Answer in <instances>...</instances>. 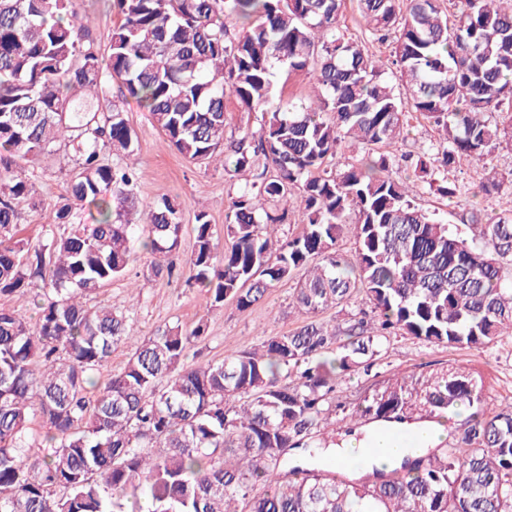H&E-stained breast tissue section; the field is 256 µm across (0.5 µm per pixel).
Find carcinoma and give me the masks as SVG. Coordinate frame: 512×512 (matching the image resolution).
Masks as SVG:
<instances>
[{
    "instance_id": "obj_1",
    "label": "carcinoma",
    "mask_w": 512,
    "mask_h": 512,
    "mask_svg": "<svg viewBox=\"0 0 512 512\" xmlns=\"http://www.w3.org/2000/svg\"><path fill=\"white\" fill-rule=\"evenodd\" d=\"M70 5L0 0V295L28 294L36 309L33 323L0 310V512H512V405L486 413L467 375H393L350 408L336 399L339 378L369 372L393 335L477 350L512 335V210L471 213L469 240L392 171L402 161L451 200L465 193L448 179L457 160L512 145V123L485 119L512 96V0H462L453 21L442 0H357L370 35L392 40L386 64L344 33L345 0H113L105 57ZM281 67L308 76L316 99L275 101ZM114 82L183 157L262 167L231 197L229 245L196 214L191 283L246 309L299 273L294 305L312 320L187 366L203 324L137 336L125 314L90 304L126 275L136 241L152 257L147 274L163 275L181 232L167 199L132 212V170L101 156L139 149L121 106L101 110ZM228 96L261 113L259 131L224 138ZM407 112L440 128L441 156L393 155ZM59 140L78 169L56 219L87 209L92 223L20 239L18 204H41L20 163ZM344 144L356 159L331 166ZM292 193L303 228L275 247L287 217L277 205ZM346 234L349 255L336 249ZM358 294L374 319L343 331L318 319ZM121 346L123 369L96 378ZM35 407L46 452L33 459ZM462 407L455 444L390 468L313 463L339 412L384 428Z\"/></svg>"
}]
</instances>
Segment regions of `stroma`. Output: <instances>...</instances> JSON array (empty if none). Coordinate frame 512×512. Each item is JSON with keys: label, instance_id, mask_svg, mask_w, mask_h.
<instances>
[{"label": "stroma", "instance_id": "1", "mask_svg": "<svg viewBox=\"0 0 512 512\" xmlns=\"http://www.w3.org/2000/svg\"><path fill=\"white\" fill-rule=\"evenodd\" d=\"M73 6L79 15L90 18V36L100 52H107L112 30L119 21L112 0H74ZM119 104L137 134L140 149L131 157L109 151L104 157L114 164L128 163L135 167L136 209L164 198L179 202L181 238L179 248L171 256V275L148 276L150 256L143 250H136L127 277L113 280L103 288L97 296L98 303L123 312L140 336L151 335L174 323L188 329L204 323L205 337L193 348L188 359L192 365L222 360L227 353L257 347L267 337L301 326L306 317L292 305L296 280L283 281L262 301L245 310L229 300L212 305L205 292L188 286L186 262L195 242V214L206 213L216 237H223L228 203L238 188L252 179L253 172L248 169L233 177L223 166L197 164L184 158L169 145L150 114L135 99L123 97ZM76 169L74 158L60 142L51 154L40 158L34 172L42 204L37 208L21 204L19 237L45 238L63 232V225L56 220L54 205L66 196ZM453 175L470 185L498 180L502 187L488 195L462 196L450 201L424 185L416 195L417 204L429 211H439L447 223L458 225L470 211L494 214L512 209V150L495 149L485 164L479 166L460 160ZM441 368L473 378L482 388L488 411H496L512 402V337L504 338L493 349L477 351L467 347L428 346L409 336H393L377 360L373 374L360 370L347 374L339 382L336 394L342 401L354 403L389 374L398 372L420 378Z\"/></svg>", "mask_w": 512, "mask_h": 512}]
</instances>
